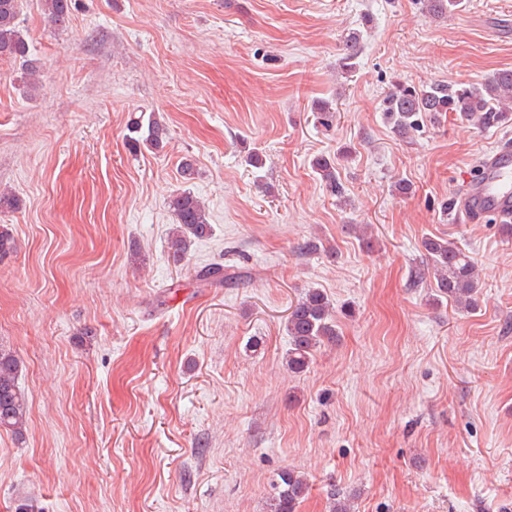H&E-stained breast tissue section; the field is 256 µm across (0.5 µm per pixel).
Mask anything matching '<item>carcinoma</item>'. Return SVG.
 Instances as JSON below:
<instances>
[{"label":"carcinoma","mask_w":512,"mask_h":512,"mask_svg":"<svg viewBox=\"0 0 512 512\" xmlns=\"http://www.w3.org/2000/svg\"><path fill=\"white\" fill-rule=\"evenodd\" d=\"M422 15L426 18L441 17L456 10L462 0H420ZM49 22L64 28L69 23L75 0H44ZM22 0H0V60L13 59L23 62L29 83H34L37 67L29 60V44L20 29L19 15ZM363 33L351 32L345 39V52L338 67L348 74L356 67ZM381 111L392 132L401 139H410L420 130L423 118L437 119L454 112L465 119H475L485 127L512 120V69H501L478 84L433 83L416 85L397 82L382 100ZM129 143L136 149L146 145L152 149L163 146L167 128L159 115L152 112L140 115L128 125ZM312 168L328 183L337 195L343 187L336 177L333 159L316 156ZM169 207L175 215L172 247L177 260H182L191 239H200L212 232L209 215L198 196L183 191L173 195ZM429 258L430 271L437 296L443 297L460 308H474L479 288V278L474 261L457 244L447 239L428 238L423 242ZM290 339L286 364L293 373L304 371L313 354L326 343L339 340L333 307L321 290H308L291 307L286 321ZM19 361L11 351L0 349V431L14 435L23 432L27 421V399L18 385ZM275 495L269 500V512H296L301 499L308 491L306 478L288 469L278 474Z\"/></svg>","instance_id":"carcinoma-1"}]
</instances>
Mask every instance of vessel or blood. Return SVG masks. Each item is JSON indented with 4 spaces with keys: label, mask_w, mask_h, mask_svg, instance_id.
Returning <instances> with one entry per match:
<instances>
[{
    "label": "vessel or blood",
    "mask_w": 512,
    "mask_h": 512,
    "mask_svg": "<svg viewBox=\"0 0 512 512\" xmlns=\"http://www.w3.org/2000/svg\"><path fill=\"white\" fill-rule=\"evenodd\" d=\"M454 209L462 224L481 223L491 215L512 222V144L486 153L476 177L464 181Z\"/></svg>",
    "instance_id": "1"
}]
</instances>
